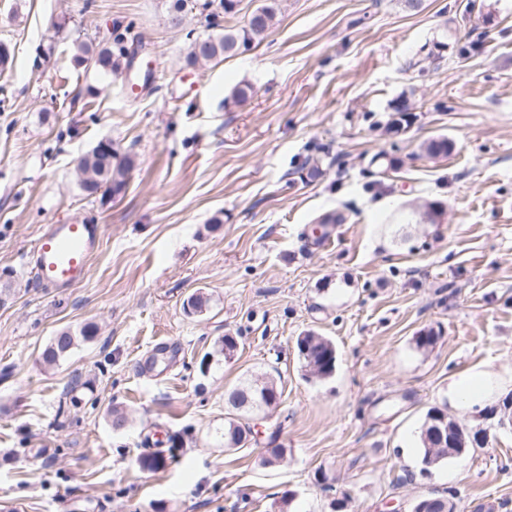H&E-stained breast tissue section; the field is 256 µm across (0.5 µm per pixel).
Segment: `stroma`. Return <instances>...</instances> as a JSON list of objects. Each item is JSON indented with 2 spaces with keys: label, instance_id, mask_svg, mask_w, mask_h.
I'll list each match as a JSON object with an SVG mask.
<instances>
[{
  "label": "stroma",
  "instance_id": "35a3bbf8",
  "mask_svg": "<svg viewBox=\"0 0 512 512\" xmlns=\"http://www.w3.org/2000/svg\"><path fill=\"white\" fill-rule=\"evenodd\" d=\"M167 4L0 0V512H412L447 489L457 512H512V429L491 412L512 386L448 398L512 370V0H283L263 41L196 68L205 20L171 27ZM117 28L152 70L135 93L74 62ZM399 111L407 132H388ZM442 138L448 154L423 151ZM102 140L135 164L88 199L76 159ZM82 220L104 227L86 281L39 287L33 243ZM308 332L336 347L329 378L305 374ZM266 373L278 407L225 448L227 392ZM433 408L487 438L425 473ZM96 327L93 324H86L79 331V336L73 334L70 330H62L52 338L50 343L42 352L43 362L47 365H55L65 359L73 349L78 345L79 340L87 341L94 336ZM62 335L65 338V344L59 345L57 338ZM502 385L501 378L493 371H481L460 378L448 386V398L460 408H469L488 400Z\"/></svg>",
  "mask_w": 512,
  "mask_h": 512
}]
</instances>
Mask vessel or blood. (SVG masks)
Returning <instances> with one entry per match:
<instances>
[{
    "instance_id": "1",
    "label": "vessel or blood",
    "mask_w": 512,
    "mask_h": 512,
    "mask_svg": "<svg viewBox=\"0 0 512 512\" xmlns=\"http://www.w3.org/2000/svg\"><path fill=\"white\" fill-rule=\"evenodd\" d=\"M102 237L99 224L46 225L28 254L37 282L51 289L83 282Z\"/></svg>"
}]
</instances>
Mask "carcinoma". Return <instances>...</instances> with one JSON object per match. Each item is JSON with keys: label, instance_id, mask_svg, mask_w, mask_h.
<instances>
[{"label": "carcinoma", "instance_id": "obj_1", "mask_svg": "<svg viewBox=\"0 0 512 512\" xmlns=\"http://www.w3.org/2000/svg\"><path fill=\"white\" fill-rule=\"evenodd\" d=\"M194 1L208 27L215 33L206 37L195 38L190 42L187 54L188 63L194 64L198 59L207 61H222L227 57L235 56L248 50L253 44L262 41L278 22L281 13L282 0H262V3L254 10L249 18L247 26L240 30L222 29L217 22L220 14L232 13L237 6V0H170L167 16L168 22L173 27H179L184 22L188 3ZM136 50L129 48L125 43V37L121 33H112V39L100 46L84 41L76 42L75 61L79 65L91 64L98 71L106 74L119 75L122 67H131ZM89 153L94 159L90 160L80 156L82 168L90 169V187L85 190L86 196H94L99 192L116 193L123 189L129 172L134 166V158L129 153H120L112 146V141L107 145L96 144ZM96 327L87 324L82 327L79 334L75 335L69 330L60 332L65 338V344L59 345L57 338H52L42 352L43 362L47 365H55L65 359L80 341H87L94 336ZM309 349V354L315 364V372L311 376L319 379L332 375L335 366V351L332 341L324 336L308 332L303 338ZM240 387L248 389L252 393L254 402H259L264 392L276 388L273 380L269 378H257L250 382L240 384ZM454 427L450 421L438 422L433 411H428L421 428L420 441L422 445V463L424 471L428 472L448 457L454 455L456 449L448 447V440H443L437 434L438 429Z\"/></svg>", "mask_w": 512, "mask_h": 512}]
</instances>
